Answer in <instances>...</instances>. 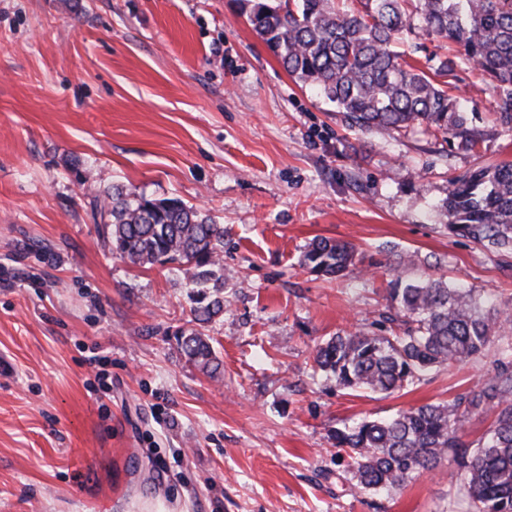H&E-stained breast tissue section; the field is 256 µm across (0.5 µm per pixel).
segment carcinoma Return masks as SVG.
<instances>
[{"label": "carcinoma", "instance_id": "obj_1", "mask_svg": "<svg viewBox=\"0 0 512 512\" xmlns=\"http://www.w3.org/2000/svg\"><path fill=\"white\" fill-rule=\"evenodd\" d=\"M248 21L289 74L317 88L350 124L366 132L422 128L474 147L481 134L466 125L463 98L402 61L394 39L418 20L451 42L499 93V121L512 124V0H246ZM428 69L448 76L453 56L435 55ZM112 252L138 266H187L186 287L195 300L189 323L224 315V225L177 198L148 199L117 185L92 202ZM448 231L499 256L512 257V162L481 168L449 181L441 205ZM353 246L316 238L302 267L339 277L354 264ZM390 305L381 322L398 331L342 332L321 343L315 367L351 391L394 392L413 387L434 368L481 355L500 329L501 311L488 308L471 288L440 278L390 282ZM187 362L210 377L221 362L210 337L195 328L176 334ZM494 416L489 436L476 447L460 431L473 411ZM336 447L351 451L358 483L389 492L433 471L453 454L465 470L473 512H512V372L486 378L482 390L451 404H424L384 419H363L334 430Z\"/></svg>", "mask_w": 512, "mask_h": 512}]
</instances>
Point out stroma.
<instances>
[{"instance_id":"35a3bbf8","label":"stroma","mask_w":512,"mask_h":512,"mask_svg":"<svg viewBox=\"0 0 512 512\" xmlns=\"http://www.w3.org/2000/svg\"><path fill=\"white\" fill-rule=\"evenodd\" d=\"M447 81L476 147L349 126L244 0H0V512H471L452 458L376 495L332 433L479 391L511 324L391 394L338 389L313 362L378 320L398 274L512 312V258L439 211L449 179L512 162V127L473 63ZM115 184L223 224L226 305L206 329L220 378L177 347L184 269L105 244L91 202ZM317 237L354 246L345 276L301 267Z\"/></svg>"}]
</instances>
